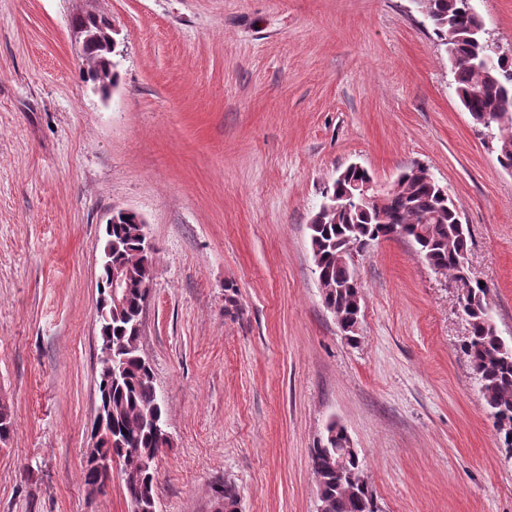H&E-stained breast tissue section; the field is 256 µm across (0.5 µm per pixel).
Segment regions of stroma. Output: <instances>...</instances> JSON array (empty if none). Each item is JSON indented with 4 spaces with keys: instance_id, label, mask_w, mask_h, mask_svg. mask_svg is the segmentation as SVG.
<instances>
[{
    "instance_id": "35a3bbf8",
    "label": "stroma",
    "mask_w": 512,
    "mask_h": 512,
    "mask_svg": "<svg viewBox=\"0 0 512 512\" xmlns=\"http://www.w3.org/2000/svg\"><path fill=\"white\" fill-rule=\"evenodd\" d=\"M512 51V0H474ZM118 29L110 95L76 18ZM357 163L389 187L425 166L472 236L512 339V170L476 132L413 0H0V512H131L121 464L83 482L97 413L104 225L156 249L140 349L170 445L159 512H317L313 448L344 426L382 512H512L501 445L460 345L448 278L413 244L354 261L359 341L324 308L308 224Z\"/></svg>"
}]
</instances>
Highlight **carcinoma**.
Segmentation results:
<instances>
[{"label": "carcinoma", "mask_w": 512, "mask_h": 512, "mask_svg": "<svg viewBox=\"0 0 512 512\" xmlns=\"http://www.w3.org/2000/svg\"><path fill=\"white\" fill-rule=\"evenodd\" d=\"M429 21L434 35L445 46L455 91L473 124L495 143L497 160L512 169V55L494 52L485 37L482 17L473 0H413ZM373 180L365 168H345L322 192V202L312 215L309 229L314 273L322 303L336 320L354 314L355 281L352 266L339 254L354 242L370 245L393 231L411 239L428 266L456 281L472 237L455 204L443 188L419 166L403 172L397 187L370 201L348 203L354 185ZM145 221L136 213L118 216L112 233V265L127 274L122 309L112 312V323L100 326V339L112 341L116 375L100 368V401L112 407V438L101 448L123 464L125 497L149 505L155 499V460L170 438L152 420L164 415L163 403L153 381V370L141 355L136 316L147 304L155 250L144 244ZM487 288L478 280L459 299L469 325L461 349L480 383V391L494 419L505 448L512 450V343L499 334L485 302ZM345 431L336 421L326 425L322 444L313 449L311 466L317 481V499L323 512H380L372 490L360 482L362 461L350 456L345 472L336 473V458L343 451ZM224 512H237L238 493L231 483L219 490Z\"/></svg>", "instance_id": "obj_1"}]
</instances>
